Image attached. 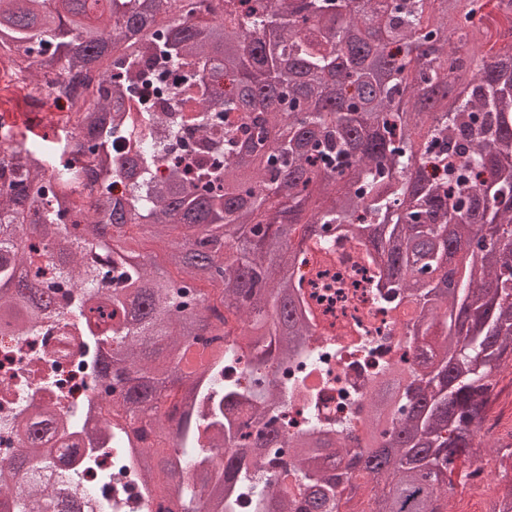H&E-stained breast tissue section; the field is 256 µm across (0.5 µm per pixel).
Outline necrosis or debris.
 Instances as JSON below:
<instances>
[{"label": "necrosis or debris", "mask_w": 512, "mask_h": 512, "mask_svg": "<svg viewBox=\"0 0 512 512\" xmlns=\"http://www.w3.org/2000/svg\"><path fill=\"white\" fill-rule=\"evenodd\" d=\"M108 65L110 72H128L133 93L148 113L173 109L180 90L197 78L192 61L177 64L161 55L133 68L126 57L116 55ZM134 143L152 149L163 146L165 160L176 156L195 159L206 148L201 134L184 129L172 133L167 122L145 133L133 130L119 146L127 149ZM306 253L303 292L317 320L309 343L320 352L321 365L299 376L289 375L288 398L278 413L292 432L306 428L311 414L324 425L345 418L357 427L365 404L363 382L379 365L404 356L406 347L395 312L384 306L371 286L360 245L346 246L340 257L327 263L316 246H308ZM344 326L357 331L363 346L355 348L343 341L340 329ZM76 331V326L52 317L43 320L33 333L0 335V389L13 393L12 398H0V423L18 418L19 402L24 399L30 405L47 404L58 413L71 415L83 413L91 404L107 423L123 426L124 414L111 403L95 400L89 388L86 355L79 347ZM75 444L81 458L93 461L83 470L82 484L87 490L83 512H161L166 506V496L158 493L151 478L133 472L143 443L130 442L121 453L107 447L91 430L79 436ZM102 469L111 471L112 482L96 493L92 486Z\"/></svg>", "instance_id": "1"}]
</instances>
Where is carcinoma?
Here are the masks:
<instances>
[{
	"mask_svg": "<svg viewBox=\"0 0 512 512\" xmlns=\"http://www.w3.org/2000/svg\"><path fill=\"white\" fill-rule=\"evenodd\" d=\"M0 0V59L27 73V96L60 94L71 73H100L116 51L189 57L198 93L183 122L224 113V164L193 179L149 151L114 150L132 117L120 76L86 86L70 151L19 142L0 158V335L68 313L83 321L90 384L131 427L168 401L209 403L148 448V474L178 490L181 512H338L363 491L369 512H445L457 461L498 456L512 512V455L481 430L512 364V43L486 51L496 7L512 0ZM114 177L130 193L112 198ZM316 222L361 246L382 302L417 307L400 335L411 352L369 385L410 383L391 422L367 401L363 428L341 421L288 434L272 409L284 374L314 363L315 334L289 245ZM153 238L164 263L138 253ZM216 297L204 304L199 284ZM0 459V512H81L69 417L16 422ZM295 477L290 496L281 476ZM24 479L27 495L11 485Z\"/></svg>",
	"mask_w": 512,
	"mask_h": 512,
	"instance_id": "1",
	"label": "carcinoma"
}]
</instances>
